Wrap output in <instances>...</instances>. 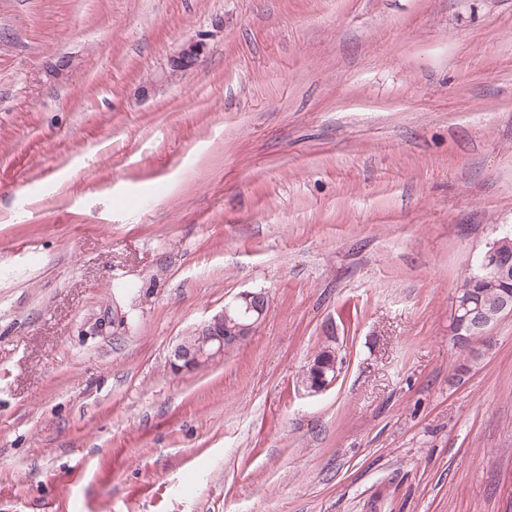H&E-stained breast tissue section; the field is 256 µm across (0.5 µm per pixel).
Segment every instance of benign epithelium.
<instances>
[{"mask_svg":"<svg viewBox=\"0 0 512 512\" xmlns=\"http://www.w3.org/2000/svg\"><path fill=\"white\" fill-rule=\"evenodd\" d=\"M204 45L200 41H189L181 46L169 60L170 70L184 71L196 65ZM508 238L503 237L489 244L479 258L476 270L468 275L452 298V315L449 332L457 337V343L468 345L485 336L493 326L491 314L485 312L481 302L471 288L477 282H501L512 277V251L503 246ZM269 308L266 292L243 291L224 306L221 312L196 327L191 336L181 338L168 352L169 366L176 370L201 367L224 355V348L246 341L257 329Z\"/></svg>","mask_w":512,"mask_h":512,"instance_id":"7a95c632","label":"benign epithelium"}]
</instances>
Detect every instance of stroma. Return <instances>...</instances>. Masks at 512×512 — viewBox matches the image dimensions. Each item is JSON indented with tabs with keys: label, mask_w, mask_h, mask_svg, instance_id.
Masks as SVG:
<instances>
[{
	"label": "stroma",
	"mask_w": 512,
	"mask_h": 512,
	"mask_svg": "<svg viewBox=\"0 0 512 512\" xmlns=\"http://www.w3.org/2000/svg\"><path fill=\"white\" fill-rule=\"evenodd\" d=\"M510 229L512 0H0V512H512ZM204 45L201 41H189L181 46L169 60L171 71H184L196 65L201 57ZM507 243L506 236L489 244L479 256L476 270L464 279L454 293L449 332L455 341V336H458V344L468 345L472 340L485 336L496 323H492L491 314L485 312L481 302L472 293V286L475 294L492 313L498 309L506 292L512 294V282L499 283L512 277V251L502 249ZM485 281L498 284L490 287L482 283ZM463 330L466 331V335H461ZM268 308L269 297L265 291L239 293L221 312L171 346L168 352L169 367L175 370L193 369L223 356L225 347L243 343L256 331ZM232 313L238 315L237 320ZM191 336H200L202 340L193 341Z\"/></svg>",
	"instance_id": "obj_1"
}]
</instances>
